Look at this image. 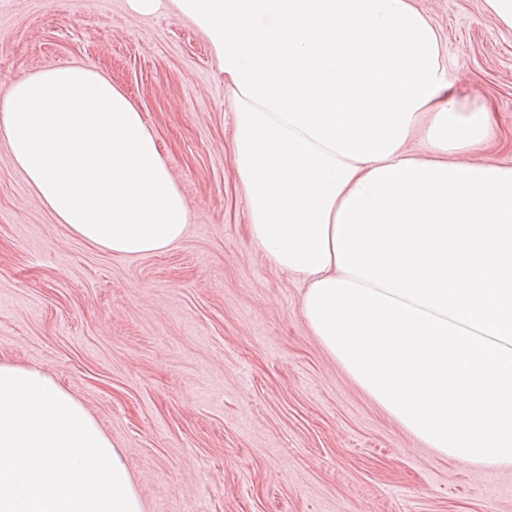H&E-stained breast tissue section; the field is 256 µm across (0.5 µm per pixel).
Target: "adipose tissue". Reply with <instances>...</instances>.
<instances>
[{
    "mask_svg": "<svg viewBox=\"0 0 512 512\" xmlns=\"http://www.w3.org/2000/svg\"><path fill=\"white\" fill-rule=\"evenodd\" d=\"M127 4L204 35L233 99L250 239L305 283L329 356L439 455L512 466V165L465 162L489 110L450 82L439 28L415 0ZM0 136L56 222L99 250L160 253L193 221L156 135L98 69L15 80ZM0 512H144L86 407L10 362Z\"/></svg>",
    "mask_w": 512,
    "mask_h": 512,
    "instance_id": "ef3b65f1",
    "label": "adipose tissue"
}]
</instances>
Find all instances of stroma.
<instances>
[{
  "label": "stroma",
  "mask_w": 512,
  "mask_h": 512,
  "mask_svg": "<svg viewBox=\"0 0 512 512\" xmlns=\"http://www.w3.org/2000/svg\"><path fill=\"white\" fill-rule=\"evenodd\" d=\"M441 28L512 163V31L483 0H416ZM80 64L134 100L194 219L165 252L75 237L0 139V361L53 375L122 452L145 512H512V468L448 461L411 438L324 351L303 285L250 242L232 108L214 56L170 10L126 0H0V98Z\"/></svg>",
  "instance_id": "35a3bbf8"
}]
</instances>
